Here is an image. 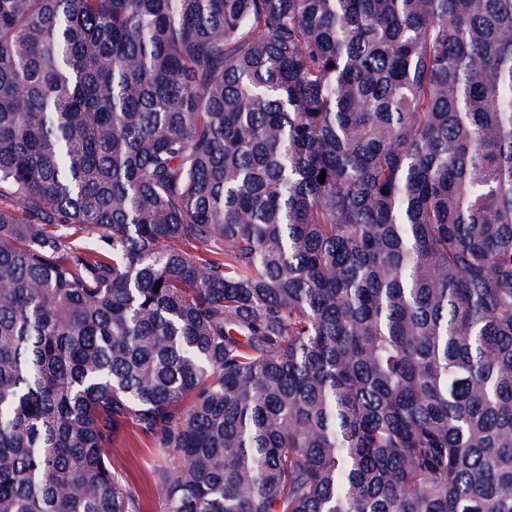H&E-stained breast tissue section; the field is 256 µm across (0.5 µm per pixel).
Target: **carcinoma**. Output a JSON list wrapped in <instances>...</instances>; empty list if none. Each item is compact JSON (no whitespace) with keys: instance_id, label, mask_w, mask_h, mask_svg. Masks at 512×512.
I'll list each match as a JSON object with an SVG mask.
<instances>
[{"instance_id":"obj_1","label":"carcinoma","mask_w":512,"mask_h":512,"mask_svg":"<svg viewBox=\"0 0 512 512\" xmlns=\"http://www.w3.org/2000/svg\"><path fill=\"white\" fill-rule=\"evenodd\" d=\"M5 195L0 512H512V0H0ZM110 460L118 475L139 494L143 512H167L165 502L152 490L155 472L166 464L152 436L126 424L112 443Z\"/></svg>"}]
</instances>
